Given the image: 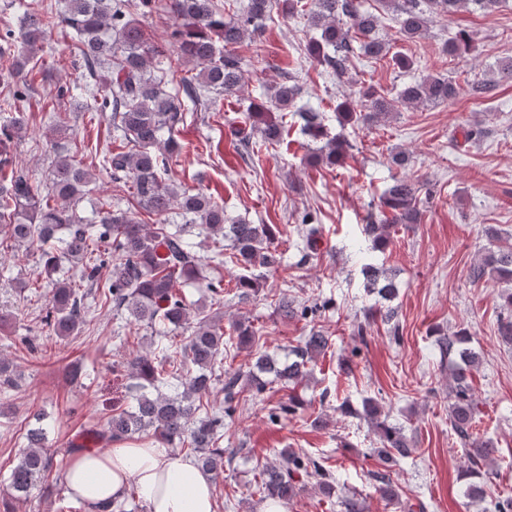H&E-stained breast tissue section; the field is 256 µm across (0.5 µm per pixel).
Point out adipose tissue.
Here are the masks:
<instances>
[{
	"label": "adipose tissue",
	"mask_w": 512,
	"mask_h": 512,
	"mask_svg": "<svg viewBox=\"0 0 512 512\" xmlns=\"http://www.w3.org/2000/svg\"><path fill=\"white\" fill-rule=\"evenodd\" d=\"M64 482L82 502L122 499L137 489L149 512H214L210 477L160 443H123L71 457Z\"/></svg>",
	"instance_id": "1"
}]
</instances>
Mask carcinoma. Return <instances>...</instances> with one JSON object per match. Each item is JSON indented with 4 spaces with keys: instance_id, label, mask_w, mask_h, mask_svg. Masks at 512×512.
<instances>
[{
    "instance_id": "1",
    "label": "carcinoma",
    "mask_w": 512,
    "mask_h": 512,
    "mask_svg": "<svg viewBox=\"0 0 512 512\" xmlns=\"http://www.w3.org/2000/svg\"><path fill=\"white\" fill-rule=\"evenodd\" d=\"M382 7L396 13L399 34L407 39L422 37L428 30L430 16L450 14L465 4L484 11H494L507 0H379ZM57 11L45 15L25 12L16 23L4 24L0 32V60L12 58L8 75L22 74V84L40 73L34 62L46 33L57 24L70 29L89 77L106 94L92 109L111 113L112 127L119 145L103 155V166L116 180L129 184L136 206L159 217L148 228L130 208H107L99 220L85 221L75 206L92 192L93 174L80 162L60 156L55 161L49 186L31 180L15 167L11 144L24 129L18 117L0 125V245L25 246L40 253L42 274L52 283L49 308L44 321L58 335H71L89 313L84 295L70 282L59 277L62 263L75 267L73 277L90 286L104 285L99 300L120 315L150 328L160 324L175 333L191 329L180 345L172 343L158 351L139 354L127 362L131 375L138 380L135 405L112 407L103 426L85 430L88 441H125L147 432L162 442L178 443L188 449L204 473L216 480L224 476V417L235 411L234 402L247 391L261 393L266 382L260 374L275 372L280 380L294 383L307 374V364L329 347L328 337L314 333L294 349L296 360L278 369L267 356L257 357L253 368L243 372H220L224 354V328L210 314L191 311L183 301L178 285L200 277V263L186 238L190 225L230 241L232 257L247 271L239 287L256 290L260 276L252 269H277L279 259L269 224H249L239 220L226 223L224 206L201 192L178 190L169 177L166 153L177 147L172 134L202 102V94H232L244 80L243 59L234 47L244 40H254L271 19L273 0H247L239 8L216 0H171L175 26L171 32V56L194 66L196 73L183 80L179 92L161 89L162 79L154 74L158 47L148 42L141 23L127 18L136 10L145 15L152 10V0H57ZM380 17L362 8V0H311L308 27L314 31L308 41L309 54L330 75L348 74L353 59L387 60L398 69L409 70L414 62L393 51L390 42L378 35ZM360 103L340 102L336 114L342 126H355L395 111L396 103L418 105L446 102L457 89L453 81L441 76H426L405 86L393 99L369 83L359 90ZM297 84L279 83L270 87L268 102L247 108L251 128H259L264 145H278L288 135V122L274 120L269 112L291 111L300 120L301 133L320 139L327 136L325 113L296 104ZM350 144L345 139L330 142L327 150L311 155L316 164L329 167L344 162ZM381 207L393 215V222L383 219L364 226L375 248L389 244V229L396 224H415L418 220L417 187L408 178L396 179L382 195ZM178 209L184 224H167L164 216ZM112 245V268L107 267L101 245ZM365 286L382 297L396 294V284L388 274L372 265L363 267ZM512 280V244H505L472 266L473 282L485 276ZM507 315L500 319L498 331L512 343V293L502 296ZM285 317L306 315L308 307L286 296L275 307ZM469 337L464 330L439 338L440 349L457 355L472 367L479 361L476 352L466 347ZM223 384L224 409H214L204 401L217 384ZM453 403L451 428L470 445L469 474L479 476L494 452L488 441L472 437L478 403L466 372L454 377L450 388ZM382 447L377 454L394 461L410 454V439L401 431L376 424ZM28 444L20 452L9 476L10 499L0 503L3 512H11V502L26 498L37 484L52 494L48 485L52 467V449L45 447V430H29ZM275 467L260 472L258 492L265 498L289 501L298 491V482L313 478L327 494L336 492L332 470L320 460L300 455L292 448L279 451ZM139 505L113 500L95 507L94 512H137Z\"/></svg>"
}]
</instances>
